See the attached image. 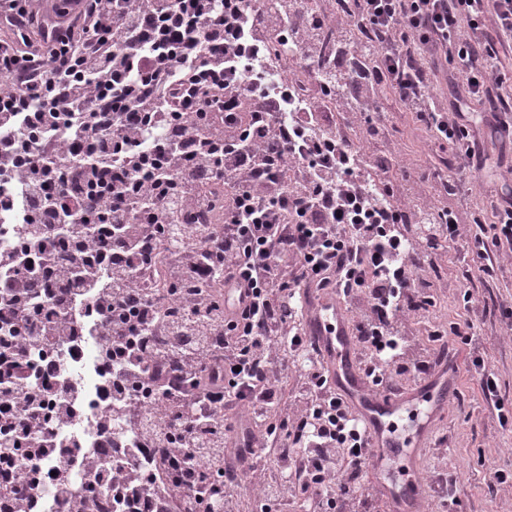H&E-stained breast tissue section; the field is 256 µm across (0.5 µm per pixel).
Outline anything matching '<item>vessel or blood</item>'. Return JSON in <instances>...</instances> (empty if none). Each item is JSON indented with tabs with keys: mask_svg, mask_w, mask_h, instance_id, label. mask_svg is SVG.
Wrapping results in <instances>:
<instances>
[{
	"mask_svg": "<svg viewBox=\"0 0 512 512\" xmlns=\"http://www.w3.org/2000/svg\"><path fill=\"white\" fill-rule=\"evenodd\" d=\"M305 308L308 333L331 383L366 427L374 453L370 480L385 512H420L425 493L421 457L448 407L452 374L440 367L402 392L372 389L359 371L351 329L336 296L309 297Z\"/></svg>",
	"mask_w": 512,
	"mask_h": 512,
	"instance_id": "1",
	"label": "vessel or blood"
}]
</instances>
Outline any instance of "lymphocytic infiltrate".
Returning <instances> with one entry per match:
<instances>
[{
  "label": "lymphocytic infiltrate",
  "mask_w": 512,
  "mask_h": 512,
  "mask_svg": "<svg viewBox=\"0 0 512 512\" xmlns=\"http://www.w3.org/2000/svg\"><path fill=\"white\" fill-rule=\"evenodd\" d=\"M0 29V512H239L241 486L260 512H375L299 291L348 305L374 386L447 361L411 333L445 249L512 266V185L488 225L448 203L483 167L470 102L512 136V0H0ZM384 91L450 147L432 172L389 179ZM93 342V388L52 357L32 380L34 353Z\"/></svg>",
  "instance_id": "f902f5d3"
}]
</instances>
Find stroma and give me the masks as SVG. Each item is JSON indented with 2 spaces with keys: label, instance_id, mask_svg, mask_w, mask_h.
<instances>
[{
  "label": "stroma",
  "instance_id": "1",
  "mask_svg": "<svg viewBox=\"0 0 512 512\" xmlns=\"http://www.w3.org/2000/svg\"><path fill=\"white\" fill-rule=\"evenodd\" d=\"M378 106L392 120V139L402 155L417 160L428 168L449 151L439 148L418 121L416 115L404 111L390 96H383ZM471 110L480 119L484 135L481 146L487 156L483 169L475 176L465 177L456 196L449 202L461 210L482 211L491 218L490 191L495 185L512 177V141L492 131L493 116L480 103ZM472 293L484 310L479 317L480 347L485 366L497 377L501 394L512 401V335L501 329L500 309L512 304V269L493 275L479 271L471 245L460 241L447 250L433 289L435 305L424 323L413 326L419 343H426V332L435 326L458 322L464 307L465 293ZM455 394L437 433L448 440L450 460L455 463L454 475L460 487L458 512H512V494L493 493L486 484L485 464L512 470V424L501 426L496 412L483 398L478 375L473 368L463 367L454 377Z\"/></svg>",
  "mask_w": 512,
  "mask_h": 512
}]
</instances>
